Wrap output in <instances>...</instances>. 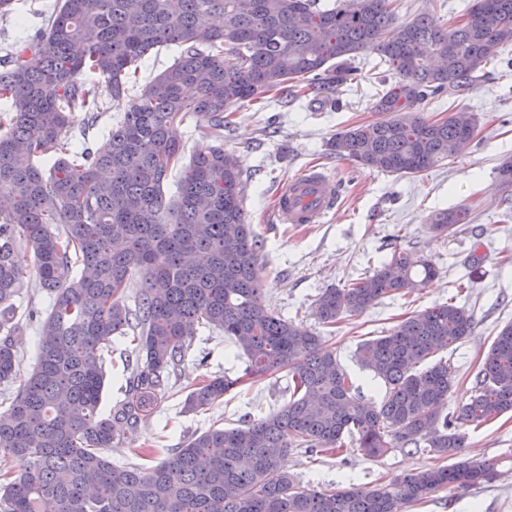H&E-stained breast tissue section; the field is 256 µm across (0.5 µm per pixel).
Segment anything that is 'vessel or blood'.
I'll list each match as a JSON object with an SVG mask.
<instances>
[{
	"mask_svg": "<svg viewBox=\"0 0 512 512\" xmlns=\"http://www.w3.org/2000/svg\"><path fill=\"white\" fill-rule=\"evenodd\" d=\"M337 207L334 181L326 170L319 168L290 179L275 200L278 221L295 226L321 223Z\"/></svg>",
	"mask_w": 512,
	"mask_h": 512,
	"instance_id": "obj_1",
	"label": "vessel or blood"
}]
</instances>
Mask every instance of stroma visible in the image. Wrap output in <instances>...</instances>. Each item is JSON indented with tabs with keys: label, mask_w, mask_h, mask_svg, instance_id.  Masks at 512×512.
<instances>
[{
	"label": "stroma",
	"mask_w": 512,
	"mask_h": 512,
	"mask_svg": "<svg viewBox=\"0 0 512 512\" xmlns=\"http://www.w3.org/2000/svg\"><path fill=\"white\" fill-rule=\"evenodd\" d=\"M379 61L378 51L362 52L355 61L356 74L316 95L287 103L273 98L264 107L234 105L231 123L218 142L240 160L245 206L269 253L262 274L266 303L281 317L321 336L365 401L380 402L384 387L359 365L355 351L361 341L386 335L412 312L452 297L473 312L471 335L440 354L454 372L448 399L453 408L469 398L494 338L512 322V203H503L497 179L499 165L512 157V66L501 62L488 67L481 83L459 104V111L478 119L466 153L425 172L399 176L359 169L327 146L336 132L379 120L372 106L392 82ZM312 166L333 174L339 210L322 223L300 228L276 223L277 191ZM457 207L469 209V223L447 234L431 231L433 212ZM397 247L428 258L438 268V278L421 292L392 295L360 315L321 325L315 316L320 293L371 274ZM16 255L24 279L14 300L15 319L24 332L15 338L16 376L0 383V415L6 414L10 398L37 363L38 323L28 312L49 310L32 253L21 247ZM128 346V338L114 337L112 352L105 357L102 411H110L124 397L129 373L122 354ZM245 366V355L223 333L197 326L192 348L159 407L141 421L133 443L106 449V456L117 465H134L141 461V450L154 448L163 454L192 435L239 426L288 402V376L279 373L248 381L208 411H186L185 399L196 384L212 376H241ZM465 432L463 455L497 461L498 479L483 488L440 489L406 512H512V415L466 426ZM286 459L289 473L302 487L318 490L352 484L372 489L436 462L426 451L407 448L390 449L378 459L352 447L338 455L292 448Z\"/></svg>",
	"instance_id": "35a3bbf8"
}]
</instances>
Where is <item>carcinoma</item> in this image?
I'll return each mask as SVG.
<instances>
[{"label":"carcinoma","instance_id":"cac0c4a2","mask_svg":"<svg viewBox=\"0 0 512 512\" xmlns=\"http://www.w3.org/2000/svg\"><path fill=\"white\" fill-rule=\"evenodd\" d=\"M0 0V14L38 20L32 41L0 60V383L12 379L13 298L24 272L14 254L34 256L52 295L38 361L0 418V455L17 464L0 480V512H404L449 486L485 487L494 464L465 458L364 490L301 487L280 467L290 448L326 452L350 439L378 458L421 446L446 457L464 447V425L512 414V323L498 332L468 401L441 414L454 377L436 353L472 333L474 315L452 302L403 318L363 341L361 364L383 382L378 405L356 393L336 353L319 336L274 313L261 296L263 239L243 206L237 156L214 146L181 168L177 195L163 184L183 157L171 134L192 121L203 136L224 130V112L309 80L340 85L357 55L373 47L393 81L373 109L383 118L347 128L330 150L358 167L418 174L464 153L476 123L436 120L423 104L456 100L512 46V0H471L449 26L430 13L399 20L396 0ZM173 63L127 98L130 71L156 48ZM126 101L102 139L67 148L76 110L93 129L112 101ZM467 208L436 213L432 229L469 223ZM77 274H71L73 266ZM426 259L396 249L372 274L316 300L324 325L390 294L422 291L437 278ZM140 282L134 305L126 290ZM224 336L247 357L244 374L215 376L188 394L207 409L251 379L285 372L288 403L261 418L196 434L159 461L116 466L104 454L132 440L164 397L196 326ZM136 333L125 356V398L100 409L103 353L112 337Z\"/></svg>","mask_w":512,"mask_h":512}]
</instances>
